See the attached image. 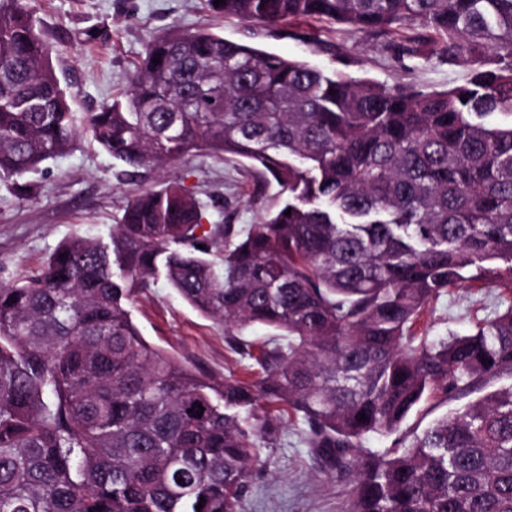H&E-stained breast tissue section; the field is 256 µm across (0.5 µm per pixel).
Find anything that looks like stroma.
<instances>
[{"label":"stroma","instance_id":"stroma-1","mask_svg":"<svg viewBox=\"0 0 512 512\" xmlns=\"http://www.w3.org/2000/svg\"><path fill=\"white\" fill-rule=\"evenodd\" d=\"M36 8L57 73L71 94L74 110L81 113L123 95L145 44L173 26L206 28L228 40L392 86L442 90L463 84L469 76L467 67L444 62L425 65L403 54L406 46L427 48L424 31L412 26L390 35L356 33L331 22L270 27L224 18L208 0H38ZM115 172L112 157L85 138L67 155L29 174V181L39 188L36 197H17L0 182V283L37 275L54 249L72 236H107L132 195L143 187H159L166 179L154 172L142 183H127L117 180ZM173 173L201 200L207 225L227 222L245 228L258 223L279 192L273 182L257 192L255 175L237 163L202 154L175 167ZM511 304L512 291L468 282L435 299L415 333L427 341L465 335ZM133 317L150 343L185 365L218 377L243 376L249 364L228 346V337L257 347L270 335L262 326L241 329L207 318L162 281L139 295ZM481 395L478 389L433 393L399 432L372 436L366 446L382 451L401 445L434 419L463 409ZM352 495L351 476L330 469L314 454L306 443L305 423L295 417L284 423L276 446L262 449L261 467L245 497L244 512H346Z\"/></svg>","mask_w":512,"mask_h":512}]
</instances>
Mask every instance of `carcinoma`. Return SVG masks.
Masks as SVG:
<instances>
[{"label":"carcinoma","mask_w":512,"mask_h":512,"mask_svg":"<svg viewBox=\"0 0 512 512\" xmlns=\"http://www.w3.org/2000/svg\"><path fill=\"white\" fill-rule=\"evenodd\" d=\"M32 2L0 0V181L17 195L88 136L121 180L205 152L286 198L203 235L200 200L171 179L139 190L107 238L74 236L39 275L0 285V512H243L259 448L292 413L352 473L348 512H512V385L399 448L364 447L428 392L512 375V306L466 335L413 333L450 288L512 290V125L486 121L512 116V0H224L243 22L414 24L425 59L470 77L390 86L172 27L125 97L87 113ZM160 278L205 316L274 331L245 351L251 377L217 380L146 340L132 305Z\"/></svg>","instance_id":"carcinoma-1"}]
</instances>
